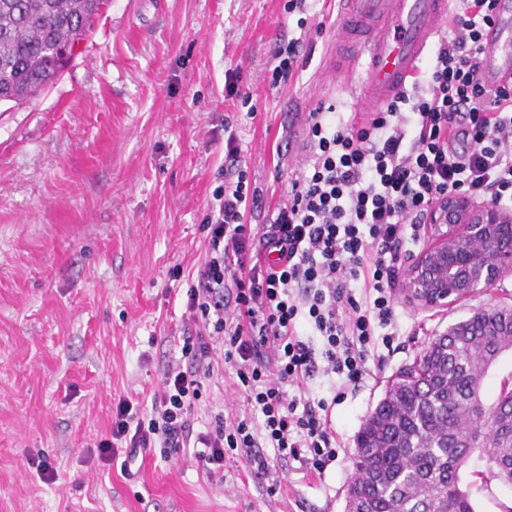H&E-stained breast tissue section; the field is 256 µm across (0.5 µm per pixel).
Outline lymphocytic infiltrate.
Here are the masks:
<instances>
[{
    "mask_svg": "<svg viewBox=\"0 0 512 512\" xmlns=\"http://www.w3.org/2000/svg\"><path fill=\"white\" fill-rule=\"evenodd\" d=\"M495 2L460 0L411 91L359 121L309 113L307 167L269 223L248 221L263 199L247 171L218 187L205 258L186 293L181 358L164 366L149 421L119 400L99 457L166 458L193 446L212 479L223 478L230 452L259 479L271 474L267 447L317 473L335 461L330 406L312 398L308 378L362 383L376 330L396 326L401 256L436 202L457 192L512 200V79L490 87L480 75ZM460 135L469 144L462 157L451 149ZM219 362L234 369L245 404L198 431L193 403Z\"/></svg>",
    "mask_w": 512,
    "mask_h": 512,
    "instance_id": "obj_1",
    "label": "lymphocytic infiltrate"
}]
</instances>
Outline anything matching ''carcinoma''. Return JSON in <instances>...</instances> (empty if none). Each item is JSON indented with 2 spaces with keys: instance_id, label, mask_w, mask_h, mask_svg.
I'll use <instances>...</instances> for the list:
<instances>
[{
  "instance_id": "cac0c4a2",
  "label": "carcinoma",
  "mask_w": 512,
  "mask_h": 512,
  "mask_svg": "<svg viewBox=\"0 0 512 512\" xmlns=\"http://www.w3.org/2000/svg\"><path fill=\"white\" fill-rule=\"evenodd\" d=\"M103 0H0V103L27 102L60 76ZM512 352V314L496 306L432 337L364 420L346 490L355 512H476L487 479L512 484V374L485 379ZM479 476L463 484L462 473Z\"/></svg>"
}]
</instances>
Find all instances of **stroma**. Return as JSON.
<instances>
[{"instance_id":"1","label":"stroma","mask_w":512,"mask_h":512,"mask_svg":"<svg viewBox=\"0 0 512 512\" xmlns=\"http://www.w3.org/2000/svg\"><path fill=\"white\" fill-rule=\"evenodd\" d=\"M287 6L108 0L52 85L0 105V512H344L357 434L388 380L474 308L512 307V271L444 308L395 295L398 334L371 349L360 386L338 396L322 373L308 382L331 400L340 441L322 476L270 448L271 482L236 458L208 480L190 448L146 456L131 477L99 459L118 401L150 417L163 366L181 356L183 302L228 167L225 123L262 194L252 221L265 224L309 155L308 113L332 104L346 122L367 110L333 56L339 0H308L303 31ZM299 36L308 58L272 85L275 44ZM235 380L229 368L203 379L195 429L242 405Z\"/></svg>"}]
</instances>
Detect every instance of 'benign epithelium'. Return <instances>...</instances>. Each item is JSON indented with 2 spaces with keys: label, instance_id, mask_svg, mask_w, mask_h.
Here are the masks:
<instances>
[{
  "label": "benign epithelium",
  "instance_id": "obj_1",
  "mask_svg": "<svg viewBox=\"0 0 512 512\" xmlns=\"http://www.w3.org/2000/svg\"><path fill=\"white\" fill-rule=\"evenodd\" d=\"M424 228L426 241L402 281L407 299L420 308L463 300L512 268V209L453 193L430 208Z\"/></svg>",
  "mask_w": 512,
  "mask_h": 512
}]
</instances>
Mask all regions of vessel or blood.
<instances>
[{"label":"vessel or blood","instance_id":"obj_1","mask_svg":"<svg viewBox=\"0 0 512 512\" xmlns=\"http://www.w3.org/2000/svg\"><path fill=\"white\" fill-rule=\"evenodd\" d=\"M342 33L352 34L350 65L360 71L363 96L383 102L412 82L427 47L448 15V0H346ZM498 0L491 50L481 74L487 82L512 74V20Z\"/></svg>","mask_w":512,"mask_h":512}]
</instances>
